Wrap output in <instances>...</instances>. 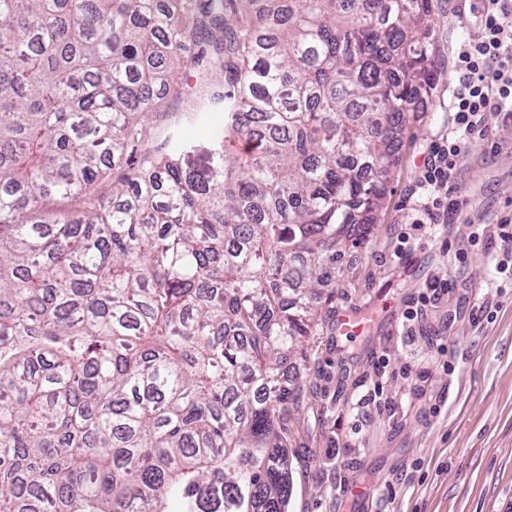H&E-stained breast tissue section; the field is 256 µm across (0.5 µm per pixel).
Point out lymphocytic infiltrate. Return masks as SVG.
<instances>
[{"instance_id": "f902f5d3", "label": "lymphocytic infiltrate", "mask_w": 512, "mask_h": 512, "mask_svg": "<svg viewBox=\"0 0 512 512\" xmlns=\"http://www.w3.org/2000/svg\"><path fill=\"white\" fill-rule=\"evenodd\" d=\"M477 31L458 44L457 85L450 102L448 134L431 146L423 164L419 187L423 200L413 227L439 212L462 213L461 204L442 196L456 162L474 134L483 133L486 113L512 112V0H479Z\"/></svg>"}]
</instances>
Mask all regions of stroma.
I'll use <instances>...</instances> for the list:
<instances>
[{
  "label": "stroma",
  "mask_w": 512,
  "mask_h": 512,
  "mask_svg": "<svg viewBox=\"0 0 512 512\" xmlns=\"http://www.w3.org/2000/svg\"><path fill=\"white\" fill-rule=\"evenodd\" d=\"M436 3L435 91L410 113L384 208L293 372L288 512H512V288L493 286L498 237H472L512 215V121L487 113L470 139L452 181L462 214L410 229L419 169L448 131L451 50L476 16L477 0ZM437 280L450 295L406 321ZM344 313L360 331L339 332Z\"/></svg>",
  "instance_id": "1"
}]
</instances>
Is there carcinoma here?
I'll use <instances>...</instances> for the list:
<instances>
[{
    "mask_svg": "<svg viewBox=\"0 0 512 512\" xmlns=\"http://www.w3.org/2000/svg\"><path fill=\"white\" fill-rule=\"evenodd\" d=\"M435 0H0V512H288L290 361L377 223ZM204 93L202 149L145 148Z\"/></svg>",
    "mask_w": 512,
    "mask_h": 512,
    "instance_id": "1",
    "label": "carcinoma"
}]
</instances>
